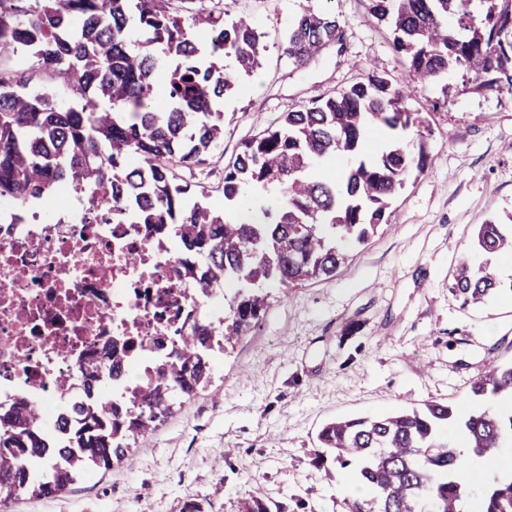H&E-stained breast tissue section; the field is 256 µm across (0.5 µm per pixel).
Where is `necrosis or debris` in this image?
Segmentation results:
<instances>
[{
	"label": "necrosis or debris",
	"mask_w": 512,
	"mask_h": 512,
	"mask_svg": "<svg viewBox=\"0 0 512 512\" xmlns=\"http://www.w3.org/2000/svg\"><path fill=\"white\" fill-rule=\"evenodd\" d=\"M73 196L64 188L22 218L0 203V413L37 408L50 450L74 402L108 396L129 405L176 336L194 320L219 318L224 305L223 296L191 291L173 234L96 221ZM129 338L146 345L110 375L107 343Z\"/></svg>",
	"instance_id": "1"
}]
</instances>
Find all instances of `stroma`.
Segmentation results:
<instances>
[{
    "label": "stroma",
    "mask_w": 512,
    "mask_h": 512,
    "mask_svg": "<svg viewBox=\"0 0 512 512\" xmlns=\"http://www.w3.org/2000/svg\"><path fill=\"white\" fill-rule=\"evenodd\" d=\"M263 35L260 65L224 100V143L206 165L182 171L221 203L224 165L242 141L310 99L376 72L402 81L406 65L389 27L362 0H222ZM334 12L343 46L305 67L283 53L293 16ZM451 71L412 87L427 113L424 172H413L363 245L346 243L335 277L270 291L248 336L215 358L210 384L173 409L109 470L53 497L23 496L8 512H238L251 487L288 512H342L351 475L313 462L320 427L341 415H375L428 400L467 411L471 378L512 356V295L461 309L450 292L461 258L512 276V253L474 249L477 225H512V92L464 90Z\"/></svg>",
    "instance_id": "1"
}]
</instances>
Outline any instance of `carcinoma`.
Here are the masks:
<instances>
[{
    "instance_id": "1",
    "label": "carcinoma",
    "mask_w": 512,
    "mask_h": 512,
    "mask_svg": "<svg viewBox=\"0 0 512 512\" xmlns=\"http://www.w3.org/2000/svg\"><path fill=\"white\" fill-rule=\"evenodd\" d=\"M0 0V198L27 204L66 184L92 204L109 203L157 232L172 225L203 271L202 296L234 281L223 318L202 319L178 337L170 356L122 412L103 402L82 410L73 435L44 454L40 413L17 406L0 414V504L56 495L89 472L108 470L164 422L179 397L211 380L224 345L249 334L267 293L331 276L345 257L336 241L364 244L382 223L409 172L424 169L427 118L406 106L410 84L426 86L452 70L472 88L512 90V0H366L387 23L391 47L406 60L400 87L376 72L338 95L319 96L244 141L224 166V207L180 178L224 142V97L263 46L248 20H228L218 0ZM336 16L305 8L284 54L301 68L342 40ZM165 72V105L155 74ZM68 87L61 107L55 85ZM383 126L391 145L363 157L367 131ZM336 156L356 162L341 177L318 170ZM273 189V208L251 198ZM476 249L512 252V226L480 224ZM498 272L463 261L451 284L462 305L499 291ZM472 401L512 398V359L480 372ZM453 427L473 458L497 463L480 491L461 468ZM316 463L353 467L362 494L344 512H512V407L461 413L436 400L381 416H345L317 434ZM241 512H288L250 493Z\"/></svg>"
}]
</instances>
